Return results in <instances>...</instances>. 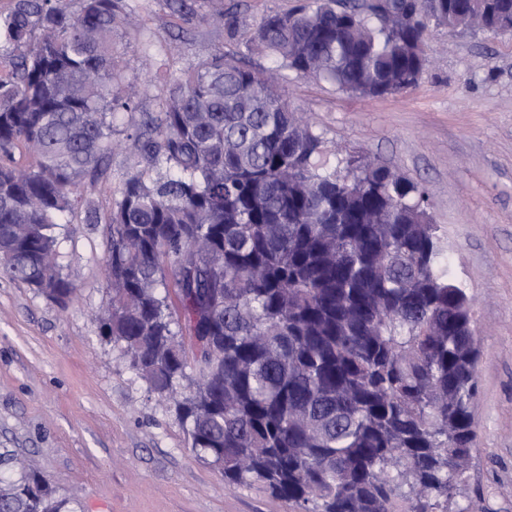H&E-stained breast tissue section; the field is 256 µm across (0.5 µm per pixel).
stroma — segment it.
<instances>
[{
	"instance_id": "35a3bbf8",
	"label": "stroma",
	"mask_w": 512,
	"mask_h": 512,
	"mask_svg": "<svg viewBox=\"0 0 512 512\" xmlns=\"http://www.w3.org/2000/svg\"><path fill=\"white\" fill-rule=\"evenodd\" d=\"M179 0H140L135 25L116 38V71L140 86L135 112L112 116L122 141L83 209L65 216L59 263L76 291L66 305L0 273V449L40 471L76 512H294L259 486L225 484L192 452L172 412L101 333L109 295L103 275L107 218L138 158L127 130L159 112L161 82H148L133 46L152 41L179 76L215 50L244 51L252 36L226 42L219 21H202L211 0L183 16ZM427 64L413 90L362 97L276 70L292 108L336 148L337 158L400 168L423 184L454 280L474 302L480 338L473 463L460 485L466 512H512V35L429 27Z\"/></svg>"
}]
</instances>
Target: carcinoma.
<instances>
[{"label": "carcinoma", "mask_w": 512, "mask_h": 512, "mask_svg": "<svg viewBox=\"0 0 512 512\" xmlns=\"http://www.w3.org/2000/svg\"><path fill=\"white\" fill-rule=\"evenodd\" d=\"M132 15L126 0L0 12V271L61 305L75 285L58 218L107 174L112 114L139 105L112 46ZM215 16L230 42L248 27ZM431 24L512 34V0H306L267 15L250 49L381 97L418 85ZM127 139L146 167L107 220L101 331L174 406L191 450L297 512H448L473 457L478 337L425 190L378 163L324 167L326 142L273 77L222 49L170 80ZM72 504L35 470L0 477V512Z\"/></svg>", "instance_id": "cac0c4a2"}]
</instances>
